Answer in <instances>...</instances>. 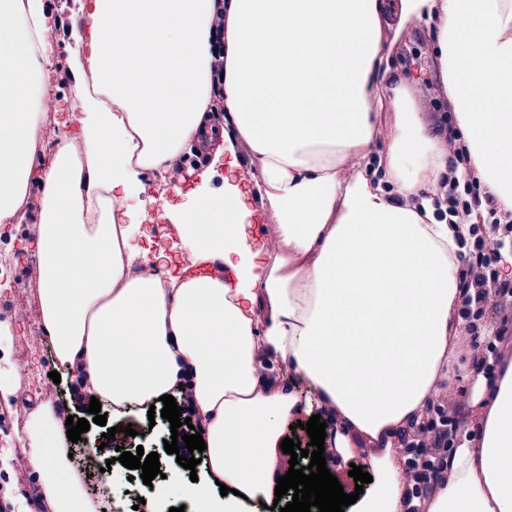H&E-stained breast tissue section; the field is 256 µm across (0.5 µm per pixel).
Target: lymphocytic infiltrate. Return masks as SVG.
Returning a JSON list of instances; mask_svg holds the SVG:
<instances>
[{
    "instance_id": "1",
    "label": "lymphocytic infiltrate",
    "mask_w": 512,
    "mask_h": 512,
    "mask_svg": "<svg viewBox=\"0 0 512 512\" xmlns=\"http://www.w3.org/2000/svg\"><path fill=\"white\" fill-rule=\"evenodd\" d=\"M448 143L452 150L451 173L443 180L434 204L439 214L449 215L469 225L471 230L464 244L467 270L462 280L465 296L459 315L468 335L474 336L478 333L476 320L482 305L494 299L512 302V281L499 279L494 270L503 245L495 233L512 230V211H502L493 200L482 197L476 176H468L464 181L456 177V170L468 165V153L465 147L458 145L456 136H449Z\"/></svg>"
}]
</instances>
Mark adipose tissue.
I'll return each instance as SVG.
<instances>
[{
  "label": "adipose tissue",
  "instance_id": "obj_1",
  "mask_svg": "<svg viewBox=\"0 0 512 512\" xmlns=\"http://www.w3.org/2000/svg\"><path fill=\"white\" fill-rule=\"evenodd\" d=\"M82 0L72 107L91 126L46 149V0H0V225L32 223L41 330L79 404L121 416L171 395L206 444L197 481L180 469L148 512H267L290 464V425L320 414L326 466L365 461L372 481L344 512H409L402 432L451 379L463 337L459 240L437 219L445 136H430L393 67L408 26L435 28L453 115L484 195L512 211V0ZM224 18V125L213 103V24ZM394 133L363 168L382 110ZM207 143L249 152L251 189L200 196L175 229L178 265L138 262L126 201ZM259 200L274 248L244 215ZM287 363L291 381L275 371ZM478 428L459 440L425 512H512V354L476 381ZM51 512H102L51 406L18 437ZM228 494H221V487Z\"/></svg>",
  "mask_w": 512,
  "mask_h": 512
}]
</instances>
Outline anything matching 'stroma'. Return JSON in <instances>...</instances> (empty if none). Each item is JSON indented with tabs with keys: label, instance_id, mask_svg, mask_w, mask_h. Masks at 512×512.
I'll return each mask as SVG.
<instances>
[{
	"label": "stroma",
	"instance_id": "obj_1",
	"mask_svg": "<svg viewBox=\"0 0 512 512\" xmlns=\"http://www.w3.org/2000/svg\"><path fill=\"white\" fill-rule=\"evenodd\" d=\"M396 70L411 77L415 99L422 117L429 123H437L448 111V102L442 92L439 69L435 57V35L428 25L417 24L407 28L394 56ZM72 87L50 85L44 99L45 139L48 147H55L64 133L79 128V115L70 108ZM237 167L242 174H249L250 162L246 152H239L236 161L219 164L204 163L196 167H185L182 171L168 172L166 177L144 175L145 191L135 199L134 206L140 215L142 236L140 245H160L172 252H180L182 244L171 229L172 218L165 215L164 201L183 203L188 201L193 190L201 184L207 185L214 200L224 197V179L230 167ZM32 227L28 224H7L0 227V324L13 330L8 340L0 343V373H8L13 379L10 393H0V412L8 420L0 428V442L7 444V454H0V498L15 502L23 497L26 489L39 488L37 475L27 460L18 455V435L25 418L37 407L47 404L58 407L60 419L71 415V396L75 391L76 376L62 377L53 382L49 374L56 370L53 344L39 326L37 307V272L33 257ZM476 372L454 386H438L432 402L443 405L447 414L458 416L462 421L461 433L474 429L476 410L473 406ZM132 425L133 435L118 433L114 443L103 444L104 428ZM168 423L129 414L116 418L108 417L105 425H91L82 433L74 445V464L81 474L85 488L94 498L103 497L105 488L103 475L97 464L89 463L87 450L100 445L102 459L115 457L117 451H136L143 446L159 455L160 470L169 473L176 463L175 455L165 453L164 440Z\"/></svg>",
	"mask_w": 512,
	"mask_h": 512
}]
</instances>
